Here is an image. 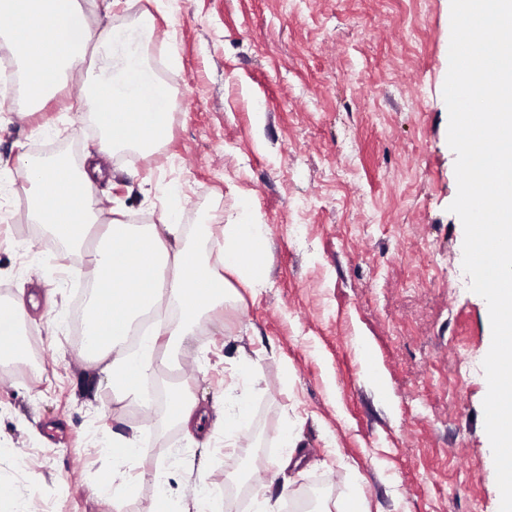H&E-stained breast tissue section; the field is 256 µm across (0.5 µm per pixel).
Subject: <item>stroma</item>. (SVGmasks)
<instances>
[{"instance_id": "1", "label": "stroma", "mask_w": 512, "mask_h": 512, "mask_svg": "<svg viewBox=\"0 0 512 512\" xmlns=\"http://www.w3.org/2000/svg\"><path fill=\"white\" fill-rule=\"evenodd\" d=\"M94 31L130 34L172 93L170 138L149 154L98 152L89 105L109 61L88 54L52 101L0 107V303L28 304L39 371L0 367V481L40 512H148L167 490L189 512L205 482L223 512H278L309 491L312 512L357 498L367 512H499L484 428L487 381H457L492 340L486 301L463 271L462 223L443 86L450 0H78ZM152 28L137 23L140 13ZM100 166L103 221L158 223L221 270L224 225L242 209L268 239L262 288H240L188 336L160 343L150 408L113 387L67 317L84 299L89 249L60 250L29 221L19 155ZM196 400L202 430L173 419L172 390ZM245 404L232 441L260 432L263 463L243 483L224 448V410ZM289 432L300 471L281 468ZM137 433L140 453L113 456ZM136 482L120 502L98 487Z\"/></svg>"}]
</instances>
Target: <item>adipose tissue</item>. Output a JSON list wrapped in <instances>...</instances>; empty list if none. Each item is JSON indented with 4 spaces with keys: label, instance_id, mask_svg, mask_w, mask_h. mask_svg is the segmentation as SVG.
I'll use <instances>...</instances> for the list:
<instances>
[{
    "label": "adipose tissue",
    "instance_id": "1",
    "mask_svg": "<svg viewBox=\"0 0 512 512\" xmlns=\"http://www.w3.org/2000/svg\"><path fill=\"white\" fill-rule=\"evenodd\" d=\"M0 11L13 19L5 37L20 64L24 96L43 108L57 88L61 73L80 71L92 40L108 51L113 76L99 78L92 100L100 106L105 129L102 150L131 146L147 151L169 137L167 107L170 92L156 84L130 43L112 32L93 34L76 0H0ZM97 168L73 169L62 160L37 166L30 174V219L50 231L65 250L79 248L89 225L99 219L91 191ZM267 239L249 212L224 227V270L203 265L187 246L173 214L157 224H127L119 220L103 225L101 244L89 279L88 355L104 362L115 387L142 397L153 373L152 355L160 337L176 341L204 314L221 310L229 297V282L262 287L265 279ZM174 302L180 322L145 330L142 350L124 351L135 320L162 301ZM26 316L23 302L0 310V358L21 359L27 349L19 338Z\"/></svg>",
    "mask_w": 512,
    "mask_h": 512
}]
</instances>
